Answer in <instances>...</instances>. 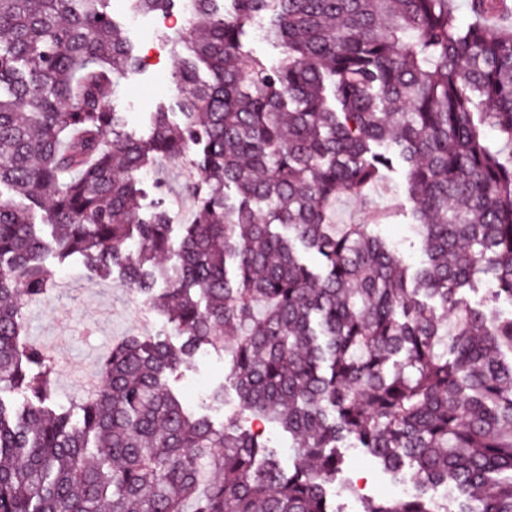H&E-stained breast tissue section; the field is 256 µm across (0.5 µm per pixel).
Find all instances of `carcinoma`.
Masks as SVG:
<instances>
[{
  "label": "carcinoma",
  "instance_id": "cac0c4a2",
  "mask_svg": "<svg viewBox=\"0 0 512 512\" xmlns=\"http://www.w3.org/2000/svg\"><path fill=\"white\" fill-rule=\"evenodd\" d=\"M106 2L0 0V512H336L345 443L410 461L419 487L363 512H448L429 494L446 484L468 512H512V317L463 296L484 283L512 302V23H482L500 0H470L466 25L453 0H126L189 15L163 35L183 122L159 110L148 142L110 105L138 58ZM259 21L274 66L247 50ZM191 152L197 211L175 239L166 211L141 215L140 174ZM396 159L415 269L372 233L381 219L329 221ZM32 205L59 261L123 270L183 338L112 348L79 420L26 337L54 277ZM228 327L240 409L295 438L291 470L239 415L217 428L166 384Z\"/></svg>",
  "mask_w": 512,
  "mask_h": 512
}]
</instances>
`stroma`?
I'll return each instance as SVG.
<instances>
[{
	"instance_id": "1",
	"label": "stroma",
	"mask_w": 512,
	"mask_h": 512,
	"mask_svg": "<svg viewBox=\"0 0 512 512\" xmlns=\"http://www.w3.org/2000/svg\"><path fill=\"white\" fill-rule=\"evenodd\" d=\"M107 11L121 23L127 38L136 46L142 65L120 82L113 103L125 115L126 130L141 140L152 134L151 114L165 108L172 124L182 122L179 92L173 82L174 61L161 36L168 32L167 16L134 14L126 0H109ZM191 158L160 161L143 177L144 211L165 209L173 225L190 223L195 214L193 198L186 190ZM391 210V218L375 229L377 235L396 247L411 265L422 258L421 239L415 228L413 204L406 193L401 169L389 172L387 188L370 192L366 200L341 197L331 208L335 224H358L368 210ZM45 262L56 276L47 296L25 309L26 334L30 340L62 359L55 383L54 401L70 409L82 397L77 373L96 371L112 347L130 336L152 333L179 344L165 317L149 307L120 272L111 278L95 276L80 256L57 263L53 256ZM169 384L199 415L222 423L225 415L238 411L239 396L230 371V356L207 350L187 361L169 378ZM223 400H214V393ZM343 471L330 490V499L340 512H361L365 499L390 497L394 477L367 459L360 449H344Z\"/></svg>"
}]
</instances>
